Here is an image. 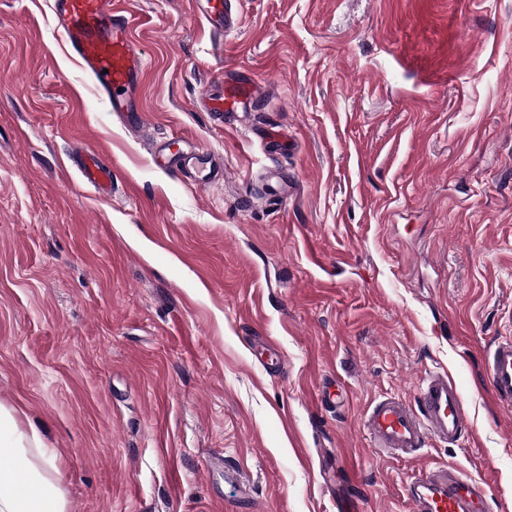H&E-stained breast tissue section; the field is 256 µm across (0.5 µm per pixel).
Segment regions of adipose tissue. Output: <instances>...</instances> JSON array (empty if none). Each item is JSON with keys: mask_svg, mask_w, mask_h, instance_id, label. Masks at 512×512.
Returning <instances> with one entry per match:
<instances>
[{"mask_svg": "<svg viewBox=\"0 0 512 512\" xmlns=\"http://www.w3.org/2000/svg\"><path fill=\"white\" fill-rule=\"evenodd\" d=\"M0 512H69L58 472L37 431L0 406Z\"/></svg>", "mask_w": 512, "mask_h": 512, "instance_id": "obj_1", "label": "adipose tissue"}]
</instances>
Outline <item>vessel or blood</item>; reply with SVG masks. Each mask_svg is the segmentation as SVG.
I'll use <instances>...</instances> for the list:
<instances>
[{
    "label": "vessel or blood",
    "mask_w": 512,
    "mask_h": 512,
    "mask_svg": "<svg viewBox=\"0 0 512 512\" xmlns=\"http://www.w3.org/2000/svg\"><path fill=\"white\" fill-rule=\"evenodd\" d=\"M197 15L216 35L236 32L239 14L228 0H194ZM52 17L80 67L93 81L109 111H138L145 61L130 36L132 20L118 11L114 0H52ZM262 86L247 75L236 76L222 93L207 94L201 107L207 112L247 114ZM153 164L174 175L212 186L224 179V167L212 163L195 149L171 148L159 143L151 148ZM83 180L102 197L112 195V166L101 152L86 150L71 162ZM485 368L495 403L512 408V336L498 339L490 348ZM363 428L374 448L384 456H416L429 437L454 445L470 430L461 394L443 373L429 374L414 404L386 399L363 417ZM406 496L413 512H485L482 483L465 478L456 468L419 470L409 481Z\"/></svg>",
    "instance_id": "b4317fda"
}]
</instances>
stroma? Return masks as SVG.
Here are the masks:
<instances>
[{
    "label": "stroma",
    "instance_id": "stroma-1",
    "mask_svg": "<svg viewBox=\"0 0 512 512\" xmlns=\"http://www.w3.org/2000/svg\"><path fill=\"white\" fill-rule=\"evenodd\" d=\"M118 2L146 64L131 124L50 0H0V404L69 512H412L407 480L443 465L512 512L483 367L512 336V0H243L220 55L193 0ZM231 71L269 92L253 130L198 106ZM270 128L291 148L265 154ZM171 137L223 184L154 167ZM432 372L471 435L378 455L367 408ZM104 155L96 150H85L77 158L68 157L82 179L102 197L112 196V164L103 161Z\"/></svg>",
    "mask_w": 512,
    "mask_h": 512
}]
</instances>
